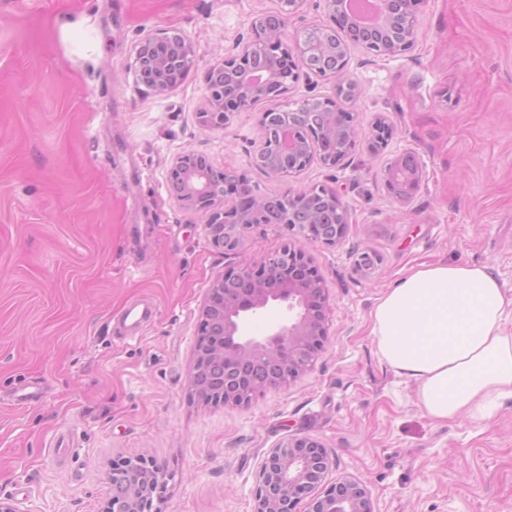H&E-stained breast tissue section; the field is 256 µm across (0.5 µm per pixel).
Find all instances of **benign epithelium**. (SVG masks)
<instances>
[{"label": "benign epithelium", "instance_id": "benign-epithelium-1", "mask_svg": "<svg viewBox=\"0 0 512 512\" xmlns=\"http://www.w3.org/2000/svg\"><path fill=\"white\" fill-rule=\"evenodd\" d=\"M334 26L313 27L291 42L283 40L288 17L296 13L303 0H280V9L273 15L261 14L254 21L251 38L240 50L230 53L205 73L207 107L199 113L200 122L209 128H224L237 112H249L266 99L264 91L279 78L277 62L285 58L291 74L280 82L275 98L282 100L283 111L290 110L287 95L290 85L299 79V70L307 67L310 58L321 49L323 39L341 29L345 39L340 53L349 56L350 47L362 46L376 55L397 56L408 51L416 38L418 8L421 0H380L381 23L374 29L361 27L349 14L348 0H324ZM270 55L275 63L258 71L249 60L255 53ZM137 71L148 65L166 73L182 75L193 65L188 40L175 30L146 35L136 50ZM227 70L239 74L240 90L232 97L224 96L222 86L214 77ZM377 135L367 144L375 153L387 145L393 129L381 118L376 122ZM279 150L284 155L307 154L318 157L316 140L301 141L288 127L280 132ZM200 155L186 152L179 156L170 170L174 193L181 204L205 217L203 230L211 244L228 254L237 252L251 224V212L245 210L232 184L216 189L212 182V165L199 163ZM266 172L284 182L301 172L278 162L268 164ZM423 177L421 164L405 177L406 191L401 199L408 201L418 190ZM340 224L336 235L323 241L335 245L346 235L348 213L336 201ZM316 240L298 229L295 240L267 254L254 267L243 264L218 275L209 288L201 309V324L209 331L194 351L191 386L194 396L204 404L246 405L250 398L243 393V370L252 366L267 367L268 375L256 382L255 393L281 386L313 366L328 338L330 302L309 249ZM247 280L250 288L233 295L224 293V283ZM278 305L288 314L272 321L259 336L248 334V318ZM333 466L323 445L303 437L282 441L270 448L257 474L254 512H296L303 495L322 486ZM161 489L158 471L137 460L130 464L125 493V512H152L154 496ZM307 512H373L366 488L352 477H343L314 495L307 503Z\"/></svg>", "mask_w": 512, "mask_h": 512}]
</instances>
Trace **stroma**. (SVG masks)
I'll return each mask as SVG.
<instances>
[{"label": "stroma", "mask_w": 512, "mask_h": 512, "mask_svg": "<svg viewBox=\"0 0 512 512\" xmlns=\"http://www.w3.org/2000/svg\"><path fill=\"white\" fill-rule=\"evenodd\" d=\"M278 8L0 0V495L20 512H99L114 461L141 455L164 473L154 512H253L268 449L301 437L334 459L328 482H362L374 512H512V400L482 423L434 422L370 336L377 299L423 263L487 265L512 294V0H423L406 53L351 47L361 132L383 117L394 135L287 183L252 161L265 103L222 129L199 122L205 71ZM164 29L186 36L194 64L158 94L137 80L135 49ZM405 150L424 170L406 202L385 178ZM188 151L264 195L332 188L350 214L340 244L312 251L331 303L318 361L244 407L192 394L203 299L293 232L256 224L238 253L214 248L169 184ZM145 299L156 316L127 338L119 319ZM29 381L41 397L15 406Z\"/></svg>", "instance_id": "35a3bbf8"}]
</instances>
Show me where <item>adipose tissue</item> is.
<instances>
[{"label": "adipose tissue", "mask_w": 512, "mask_h": 512, "mask_svg": "<svg viewBox=\"0 0 512 512\" xmlns=\"http://www.w3.org/2000/svg\"><path fill=\"white\" fill-rule=\"evenodd\" d=\"M510 317L512 296L487 266L438 262L378 299L371 335L427 417L483 420L512 400Z\"/></svg>", "instance_id": "1"}]
</instances>
